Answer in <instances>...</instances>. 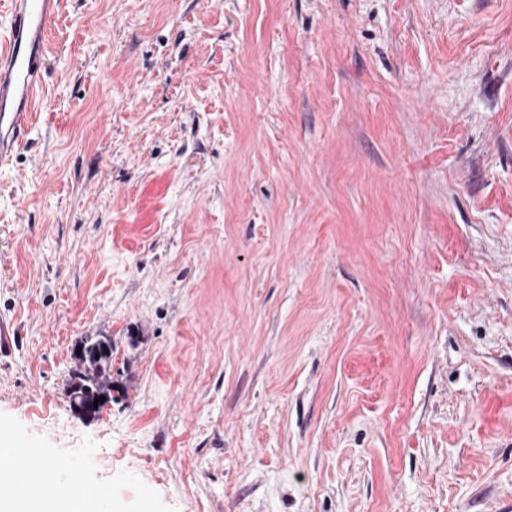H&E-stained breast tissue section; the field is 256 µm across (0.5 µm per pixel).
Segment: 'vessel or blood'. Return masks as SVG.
I'll list each match as a JSON object with an SVG mask.
<instances>
[{
	"mask_svg": "<svg viewBox=\"0 0 512 512\" xmlns=\"http://www.w3.org/2000/svg\"><path fill=\"white\" fill-rule=\"evenodd\" d=\"M10 3V27L0 38V167L9 164L16 145L30 127L31 102L41 86L48 22L61 10L64 0ZM32 477L41 483V494L31 503L32 512H59L62 487L37 449L0 455L1 482L20 491Z\"/></svg>",
	"mask_w": 512,
	"mask_h": 512,
	"instance_id": "obj_1",
	"label": "vessel or blood"
}]
</instances>
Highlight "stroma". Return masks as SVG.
Segmentation results:
<instances>
[{"label":"stroma","mask_w":512,"mask_h":512,"mask_svg":"<svg viewBox=\"0 0 512 512\" xmlns=\"http://www.w3.org/2000/svg\"><path fill=\"white\" fill-rule=\"evenodd\" d=\"M34 107L6 446L112 512H512V0H65ZM108 343L109 344L102 340H97L84 346L88 350L97 348L101 353L99 357L90 355L87 361H83L82 370L77 369L75 371L76 373L74 375L72 374L71 378L78 381L71 385L70 392L68 389L71 407L74 402L76 403L78 400L82 402L84 400L83 398H79L84 386L98 387L103 383H112V375L110 374L112 344L111 342ZM103 347L107 349L106 352H103ZM76 383H81L79 389L75 388L77 387Z\"/></svg>","instance_id":"stroma-1"}]
</instances>
